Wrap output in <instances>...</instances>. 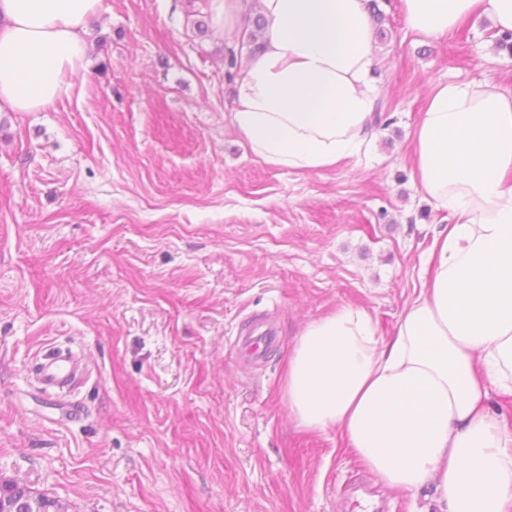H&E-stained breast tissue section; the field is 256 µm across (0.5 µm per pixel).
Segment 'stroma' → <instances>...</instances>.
<instances>
[{
    "label": "stroma",
    "mask_w": 512,
    "mask_h": 512,
    "mask_svg": "<svg viewBox=\"0 0 512 512\" xmlns=\"http://www.w3.org/2000/svg\"><path fill=\"white\" fill-rule=\"evenodd\" d=\"M203 0H103L85 68L41 112H0V477L69 512H436L382 486L335 431L298 426L285 367L341 304L391 335L448 214L413 175V130L441 84L512 87L475 18L442 39L377 0L386 107L358 159L273 168L230 122L224 57L250 55ZM260 320L261 363L238 339ZM71 343L85 379L31 368Z\"/></svg>",
    "instance_id": "obj_1"
}]
</instances>
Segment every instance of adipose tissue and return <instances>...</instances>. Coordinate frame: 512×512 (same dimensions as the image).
<instances>
[{"label":"adipose tissue","instance_id":"adipose-tissue-1","mask_svg":"<svg viewBox=\"0 0 512 512\" xmlns=\"http://www.w3.org/2000/svg\"><path fill=\"white\" fill-rule=\"evenodd\" d=\"M418 36L479 15L512 32V0H400ZM101 0H0V112H38L84 66ZM264 44L242 69L231 113L275 168L319 170L357 156L379 93L369 0H258ZM414 175L448 224L431 277L393 336L339 305L288 355L284 398L313 431H338L388 488L433 486L440 512H512V88L437 86L414 133Z\"/></svg>","mask_w":512,"mask_h":512}]
</instances>
